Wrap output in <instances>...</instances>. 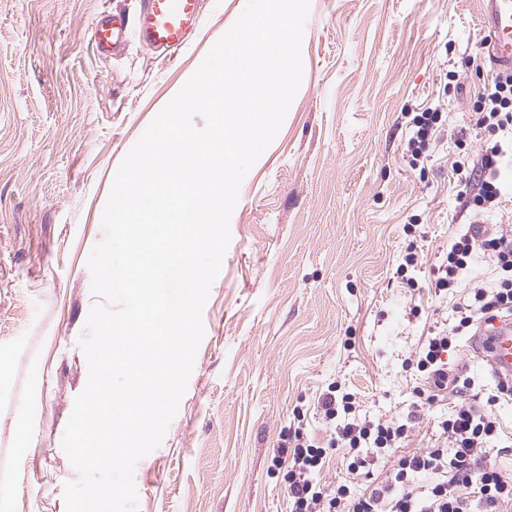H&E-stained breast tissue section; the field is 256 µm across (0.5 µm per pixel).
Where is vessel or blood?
Wrapping results in <instances>:
<instances>
[{
	"label": "vessel or blood",
	"instance_id": "b4317fda",
	"mask_svg": "<svg viewBox=\"0 0 512 512\" xmlns=\"http://www.w3.org/2000/svg\"><path fill=\"white\" fill-rule=\"evenodd\" d=\"M482 47L495 71L512 73V0H482ZM199 0H141L135 25L142 42L151 49L183 47L200 26ZM128 25L115 18L102 19L93 30L97 49L116 47ZM467 347L497 377L512 379V318L478 328Z\"/></svg>",
	"mask_w": 512,
	"mask_h": 512
}]
</instances>
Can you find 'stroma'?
Here are the masks:
<instances>
[{"mask_svg":"<svg viewBox=\"0 0 512 512\" xmlns=\"http://www.w3.org/2000/svg\"><path fill=\"white\" fill-rule=\"evenodd\" d=\"M245 5L200 0V33L163 56L134 35L95 46L101 17L135 15L137 0H0V512H65L79 474L61 440L88 380V258L115 173ZM479 13V0H310L300 88L241 184L186 391L135 465L138 512H289L279 444L298 411L323 431L313 405L335 381L367 418L411 422L374 474L428 445L457 399L415 411L423 378L403 362L496 281L481 254L456 288L431 286L471 220L461 193L489 137L475 128L491 77ZM428 108L441 120L416 159ZM439 118L438 109H426L421 112L420 115L415 116L414 126L418 129L414 131V135L410 140V144L413 146V156H420L425 153L428 136L433 130L435 124H437Z\"/></svg>","mask_w":512,"mask_h":512,"instance_id":"1","label":"stroma"}]
</instances>
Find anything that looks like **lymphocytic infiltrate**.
I'll list each match as a JSON object with an SVG mask.
<instances>
[{
	"instance_id": "lymphocytic-infiltrate-1",
	"label": "lymphocytic infiltrate",
	"mask_w": 512,
	"mask_h": 512,
	"mask_svg": "<svg viewBox=\"0 0 512 512\" xmlns=\"http://www.w3.org/2000/svg\"><path fill=\"white\" fill-rule=\"evenodd\" d=\"M478 105L477 127L496 133L497 138L481 149L480 175L465 203L476 215L496 209L506 193L500 168L512 161V74L492 76ZM479 253L494 259L497 283L492 288L473 286L468 300L457 305L453 323L427 336L413 358L407 359V367L426 377L425 385L413 391L416 409L439 405L449 392L472 390L474 378L450 371L445 354L479 322L512 315L510 225L458 231L448 245L445 262L436 271V289L456 287ZM511 397L512 380L501 379L489 391L485 410L465 403L455 405L437 424L436 445L400 457L384 479L359 493L346 484L322 482L328 450L346 449L350 458L347 469L356 475L366 468L368 456L383 457L396 448L409 426L393 419L360 418L355 394L331 383L317 401L326 424L324 436L308 435L298 426L283 439L290 447L285 475L290 512H501L502 504H512V477L483 464L482 459L502 433L494 408Z\"/></svg>"
}]
</instances>
